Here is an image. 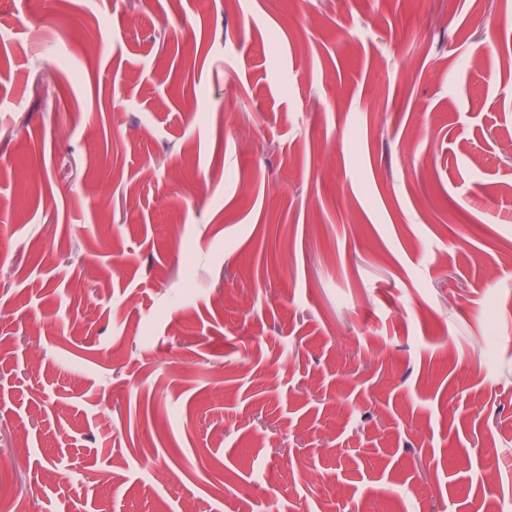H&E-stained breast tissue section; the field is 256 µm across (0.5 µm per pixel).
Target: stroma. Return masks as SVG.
I'll use <instances>...</instances> for the list:
<instances>
[{
	"label": "stroma",
	"mask_w": 512,
	"mask_h": 512,
	"mask_svg": "<svg viewBox=\"0 0 512 512\" xmlns=\"http://www.w3.org/2000/svg\"><path fill=\"white\" fill-rule=\"evenodd\" d=\"M505 14L0 0V512H512Z\"/></svg>",
	"instance_id": "obj_1"
}]
</instances>
